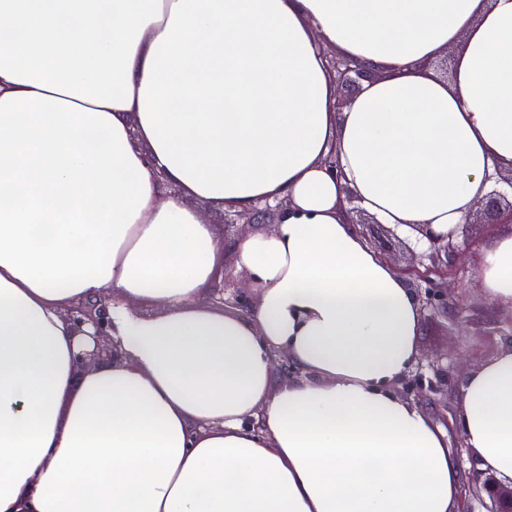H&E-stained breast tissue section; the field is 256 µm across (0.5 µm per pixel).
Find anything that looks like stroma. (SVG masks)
<instances>
[{"instance_id": "stroma-1", "label": "stroma", "mask_w": 512, "mask_h": 512, "mask_svg": "<svg viewBox=\"0 0 512 512\" xmlns=\"http://www.w3.org/2000/svg\"><path fill=\"white\" fill-rule=\"evenodd\" d=\"M206 223L212 224L223 240V263L218 264L208 283L209 288L239 287L240 282L228 277L226 270L233 263V242L240 235L234 227V213L220 205L203 206ZM470 257H463L457 279L448 287V308L421 311L418 336L421 357H438L447 362L448 379L439 391L416 399L415 404L448 436V446L462 471H470L473 455L464 443L458 422L462 387L469 374L485 360L512 346V313L493 308L482 295L468 267Z\"/></svg>"}]
</instances>
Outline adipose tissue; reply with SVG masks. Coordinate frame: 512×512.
Masks as SVG:
<instances>
[{"label": "adipose tissue", "instance_id": "1", "mask_svg": "<svg viewBox=\"0 0 512 512\" xmlns=\"http://www.w3.org/2000/svg\"><path fill=\"white\" fill-rule=\"evenodd\" d=\"M327 46L370 74L343 108ZM497 163L512 0H0V512H460L445 433L393 391L419 304L345 198L445 233ZM283 199L233 244L255 302L207 305L201 205ZM471 274L512 310V233ZM98 298L123 359L80 372L64 313ZM276 350L303 376L275 391ZM459 423L512 478V347Z\"/></svg>", "mask_w": 512, "mask_h": 512}]
</instances>
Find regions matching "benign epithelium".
I'll return each mask as SVG.
<instances>
[{"mask_svg": "<svg viewBox=\"0 0 512 512\" xmlns=\"http://www.w3.org/2000/svg\"><path fill=\"white\" fill-rule=\"evenodd\" d=\"M327 70L338 86L358 85L371 74L363 70L358 63L341 56L336 50H324ZM491 189L476 200L483 208L486 220L483 224H512V166L505 169L494 166V171L486 177ZM287 205L281 200L272 206L267 202L258 203L253 212L240 215L239 225L246 227L259 223L261 218L275 217L277 211ZM385 232L391 235L405 234V239L418 249V261L400 271V274L428 285L423 303L433 309H448V279L457 273V258L469 249L472 243L474 223L472 215H467L464 223L455 225L448 233L435 230L431 224H386ZM219 303L230 304L236 308L251 306L248 289L238 288L230 298L224 297V289L214 290ZM67 318L76 333L85 334L90 342L83 345L75 354V365L85 367L94 361L117 362L122 353L119 342L110 338L112 322L107 303L99 300L79 304L67 311ZM273 361L287 380H294L302 371L288 360L285 353L274 356ZM402 390L407 395H420L434 388L433 379H428L421 371L401 379ZM482 489L490 500L487 512H512V480L505 486L493 475L483 477L477 472L464 485L465 499L469 500Z\"/></svg>", "mask_w": 512, "mask_h": 512, "instance_id": "obj_1", "label": "benign epithelium"}]
</instances>
